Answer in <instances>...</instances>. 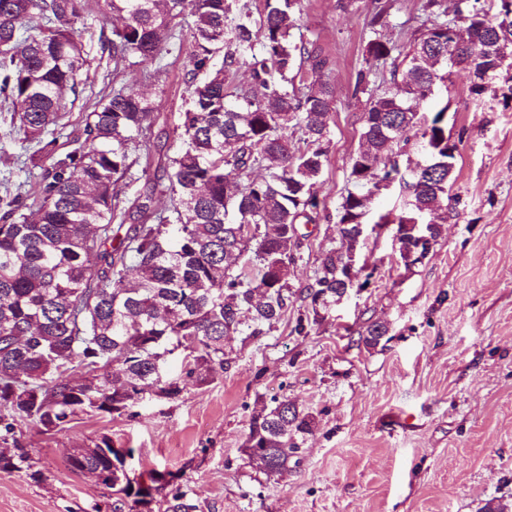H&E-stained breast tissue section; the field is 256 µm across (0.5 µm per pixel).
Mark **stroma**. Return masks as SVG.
I'll use <instances>...</instances> for the list:
<instances>
[{
  "mask_svg": "<svg viewBox=\"0 0 512 512\" xmlns=\"http://www.w3.org/2000/svg\"><path fill=\"white\" fill-rule=\"evenodd\" d=\"M423 0H390L382 40L408 44L420 26ZM298 29L331 60L336 90L331 147L317 188V210L297 226L292 296L282 320L265 336L224 340L226 363L209 383L187 386L175 399L143 398L124 415L83 414L65 430L28 422L15 438L42 479L0 472V512H113L114 495L68 457L102 437L134 451L130 477L151 470L175 474L194 512H480L487 501L512 508V98L497 75L481 99L465 94L469 74L456 67L419 112L444 108L446 134L458 142L451 192L459 202L421 262L404 266L394 226L406 197L392 185L375 201L360 251L379 268L376 280L352 289L323 321L297 332L308 314L303 289L323 251L340 247L335 212L352 184L349 160L361 145L366 95H353L364 68L373 0H303ZM111 22L78 25L88 60L70 116L114 90L147 96L157 120L152 137L168 133L186 107L191 65L186 52L162 62L113 70L102 42ZM22 135L0 112V197L39 180L26 165ZM387 322L376 348L358 338L368 321ZM288 397L317 418L301 462L266 476L241 451L254 408Z\"/></svg>",
  "mask_w": 512,
  "mask_h": 512,
  "instance_id": "1",
  "label": "stroma"
}]
</instances>
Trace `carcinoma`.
Segmentation results:
<instances>
[{"label": "carcinoma", "instance_id": "obj_1", "mask_svg": "<svg viewBox=\"0 0 512 512\" xmlns=\"http://www.w3.org/2000/svg\"><path fill=\"white\" fill-rule=\"evenodd\" d=\"M101 14L121 17L112 27L114 70L132 60L152 63L188 49L193 72L207 84L188 83L187 108L172 141L145 148L155 123L147 99L121 90L102 96L81 116L84 138L66 136L67 114L79 98L87 60L75 24L81 0H0V97L44 174L28 190L0 201V442L17 424L64 429L91 412L126 413L143 394L174 399L224 370V337L266 335L288 308V272L295 263L297 219L318 207L316 189L330 148L335 89L326 78L330 58L296 38L302 0H264L253 18L247 0H102ZM456 0L451 20L443 0H424L425 15L404 53L378 37L366 45L368 63L389 72L385 88L362 113V144L350 159L354 189L342 196L335 221L348 248L320 257L307 287L316 324L344 287L355 225L366 223L373 189L397 181L407 192L397 232L428 224L433 239L448 223L449 182L458 146L448 147L440 109L419 117L421 101L448 80V55L470 74L468 96L512 68V0ZM388 0H373L372 32L389 17ZM190 17L187 44L167 43L162 32ZM461 29L459 42L448 31ZM223 45L221 63L214 46ZM246 68L252 86L228 90L226 77ZM300 133L299 140L293 133ZM416 141L427 169H401L402 147ZM149 187L133 198L120 184L134 166ZM169 194L159 211L156 191ZM37 205L36 218L26 210ZM128 226L112 244L113 225ZM369 323L360 342L377 347L389 334ZM193 340V358L175 381L153 373V361ZM80 371L75 379L63 372ZM315 416L287 397H274L251 416L241 451L263 474L299 464ZM132 450L103 437L69 457L73 469L97 472L120 495L114 510H133L165 487L124 472ZM0 471L33 469L23 448L0 450Z\"/></svg>", "mask_w": 512, "mask_h": 512}]
</instances>
